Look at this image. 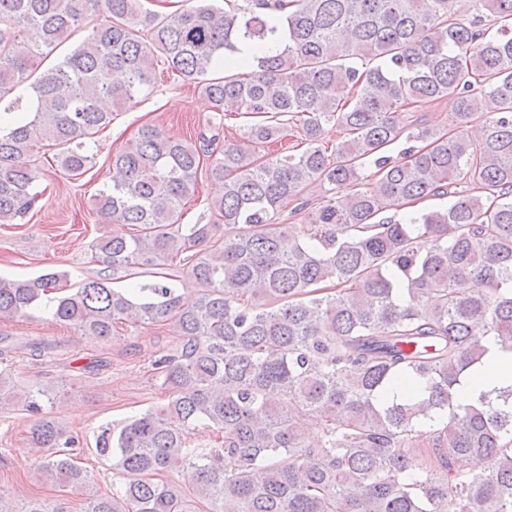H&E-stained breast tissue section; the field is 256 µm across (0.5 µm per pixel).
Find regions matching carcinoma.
Wrapping results in <instances>:
<instances>
[{"label":"carcinoma","mask_w":512,"mask_h":512,"mask_svg":"<svg viewBox=\"0 0 512 512\" xmlns=\"http://www.w3.org/2000/svg\"><path fill=\"white\" fill-rule=\"evenodd\" d=\"M187 2L163 14L144 0H0V224L40 201L24 158L46 141L65 175L83 176L87 144L160 64L253 119L245 141L221 122L198 143L146 125L112 155L94 206L133 226L92 244L112 278L58 296L64 272L0 276L1 320L47 313L107 340L134 315L180 336L152 361L167 402L97 436L119 477L110 494L61 452L74 439L42 414L50 390L20 397L0 369V407L37 416L27 445L47 452L42 475L80 492L82 512H512V386L475 405L455 395L488 353L476 332L512 349V0H477L485 15L471 20L453 0ZM92 14L88 37L45 66ZM244 42L278 47L242 65ZM487 96L497 112L473 141ZM430 99L448 101L455 132L404 119ZM330 123L350 138L325 142ZM293 129L303 150L272 149ZM206 163L212 223L182 224ZM324 185L340 196L303 199ZM173 266L198 285L189 305ZM57 347L23 344L34 360ZM0 512L67 509L0 495Z\"/></svg>","instance_id":"obj_1"}]
</instances>
